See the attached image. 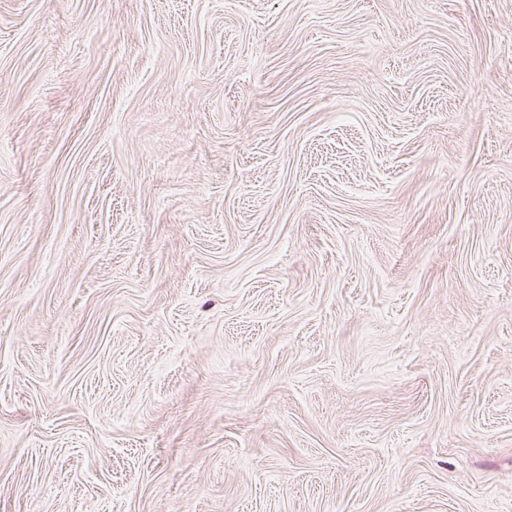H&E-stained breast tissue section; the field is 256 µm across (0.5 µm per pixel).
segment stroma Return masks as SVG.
Wrapping results in <instances>:
<instances>
[{"label":"stroma","instance_id":"35a3bbf8","mask_svg":"<svg viewBox=\"0 0 512 512\" xmlns=\"http://www.w3.org/2000/svg\"><path fill=\"white\" fill-rule=\"evenodd\" d=\"M0 512H512V0H0Z\"/></svg>","mask_w":512,"mask_h":512}]
</instances>
